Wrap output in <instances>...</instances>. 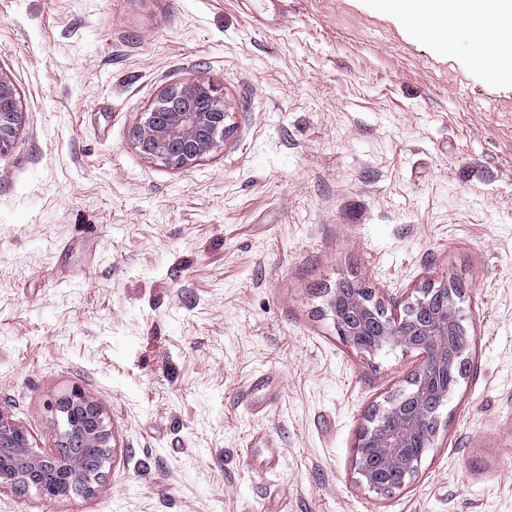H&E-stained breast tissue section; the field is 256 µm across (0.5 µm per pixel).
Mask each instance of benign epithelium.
<instances>
[{
    "instance_id": "1",
    "label": "benign epithelium",
    "mask_w": 512,
    "mask_h": 512,
    "mask_svg": "<svg viewBox=\"0 0 512 512\" xmlns=\"http://www.w3.org/2000/svg\"><path fill=\"white\" fill-rule=\"evenodd\" d=\"M224 93L215 83L193 79L164 91L143 113L135 129L137 146L145 154L175 167H189L224 143ZM22 118L17 90L0 73V153L13 143ZM430 291L408 302L404 313L378 318L383 310L375 296L359 288L338 285L329 307L342 339L361 353L384 344L402 345L419 352L423 361L410 383V391L391 397L372 412L358 440L355 470L358 482L383 495L400 489L415 475L421 457L411 453L431 447L438 411L447 401L442 377L464 369L469 336L457 315L455 295L445 290L440 309L429 308ZM68 406L63 447L69 457L59 468L79 473L76 489L88 493L104 474L113 453L112 432L105 422L99 398L75 389L63 398ZM55 459L35 448L26 431L0 419V488H34L42 497H64L47 489L38 476Z\"/></svg>"
}]
</instances>
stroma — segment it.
Masks as SVG:
<instances>
[{
	"mask_svg": "<svg viewBox=\"0 0 512 512\" xmlns=\"http://www.w3.org/2000/svg\"><path fill=\"white\" fill-rule=\"evenodd\" d=\"M264 11L0 0L23 112L0 155V417L56 451L50 405L78 388L114 444L94 494L2 488L0 512H512V83L377 0ZM191 78L223 85L224 143L176 168L132 132ZM343 281L393 313L464 288L470 369L386 495L356 445L420 359L337 334Z\"/></svg>",
	"mask_w": 512,
	"mask_h": 512,
	"instance_id": "stroma-1",
	"label": "stroma"
}]
</instances>
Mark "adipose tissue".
<instances>
[{"label":"adipose tissue","mask_w":512,"mask_h":512,"mask_svg":"<svg viewBox=\"0 0 512 512\" xmlns=\"http://www.w3.org/2000/svg\"><path fill=\"white\" fill-rule=\"evenodd\" d=\"M403 12L442 47L455 46L460 24L472 27L477 44L470 62L494 82H512V0H378Z\"/></svg>","instance_id":"obj_1"}]
</instances>
